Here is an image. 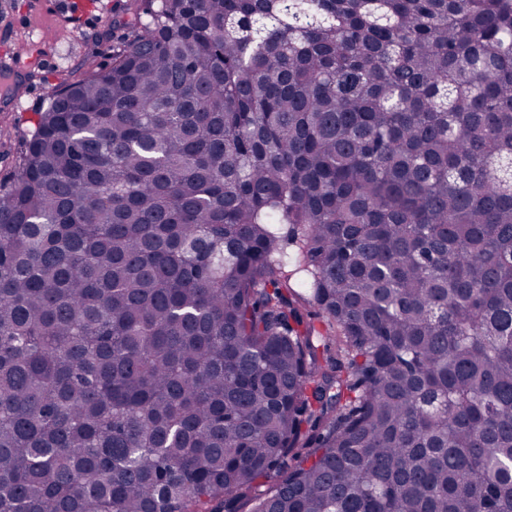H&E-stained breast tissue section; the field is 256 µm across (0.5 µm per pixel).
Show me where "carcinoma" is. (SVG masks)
Instances as JSON below:
<instances>
[{
  "label": "carcinoma",
  "instance_id": "cac0c4a2",
  "mask_svg": "<svg viewBox=\"0 0 512 512\" xmlns=\"http://www.w3.org/2000/svg\"><path fill=\"white\" fill-rule=\"evenodd\" d=\"M127 11L0 183V512H512V0Z\"/></svg>",
  "mask_w": 512,
  "mask_h": 512
}]
</instances>
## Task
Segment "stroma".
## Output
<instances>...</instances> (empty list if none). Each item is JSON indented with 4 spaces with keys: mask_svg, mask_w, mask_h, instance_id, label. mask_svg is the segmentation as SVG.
I'll list each match as a JSON object with an SVG mask.
<instances>
[{
    "mask_svg": "<svg viewBox=\"0 0 512 512\" xmlns=\"http://www.w3.org/2000/svg\"><path fill=\"white\" fill-rule=\"evenodd\" d=\"M43 2L0 0V44L28 46L22 70L0 74V178L13 170L54 89L87 69L111 66L112 46L123 36L113 24L124 18L128 0H64L59 11Z\"/></svg>",
    "mask_w": 512,
    "mask_h": 512,
    "instance_id": "obj_1",
    "label": "stroma"
}]
</instances>
